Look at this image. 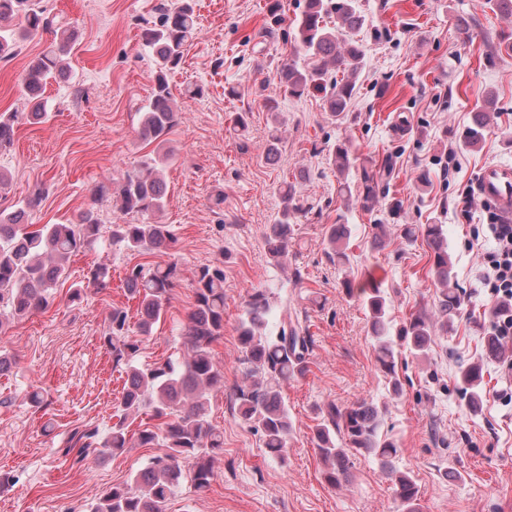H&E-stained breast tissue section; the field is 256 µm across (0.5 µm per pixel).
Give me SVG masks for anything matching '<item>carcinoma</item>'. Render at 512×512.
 I'll use <instances>...</instances> for the list:
<instances>
[{
  "label": "carcinoma",
  "mask_w": 512,
  "mask_h": 512,
  "mask_svg": "<svg viewBox=\"0 0 512 512\" xmlns=\"http://www.w3.org/2000/svg\"><path fill=\"white\" fill-rule=\"evenodd\" d=\"M366 23L359 0H303L296 19L295 46L291 55L277 68L276 78L284 94L300 98L311 92L323 94L331 116H346L355 94V81L363 51L354 35ZM39 33L53 36L50 45L27 68L23 86L35 100L32 114L46 119V104L39 101L49 81L67 69L75 31L64 17L40 7L39 0H0V59L14 54L19 43ZM198 35L191 0L167 7L159 23L143 32L144 45L155 61L154 86L144 106L138 128L139 139L155 145L137 168L126 173L117 187L97 186L92 202L74 224H45L28 230L27 216L44 196L36 185L27 199L11 210H0V333L10 323L46 309L54 300L58 286L68 277L71 257L90 251L103 238L98 205L111 199L113 207L135 222L115 223L108 228L109 245L132 255L165 253L175 255L179 239L169 224L151 221L165 205L167 186L163 165L173 156L168 135L180 123L181 113L172 99L168 77L182 63L184 52ZM342 73L338 79L333 73ZM497 96L486 92L484 107L474 113L464 143L478 146L483 131L493 121ZM18 113H0V150L9 148L16 133ZM281 137L269 132L265 161L279 158ZM349 142L337 144L330 163L343 175L353 164ZM390 162L377 169L362 167V191L354 195L343 183L340 194L348 207L357 204L365 210L379 202L380 183L391 177ZM283 209L276 223L265 234L266 251L271 264L279 266L293 247L291 224L295 215L307 211L296 196L295 187L286 182L281 188ZM349 225L332 224L328 229L330 263L350 264L345 241ZM402 238L409 244L422 239L434 253L433 274L441 287L437 306L443 331H448L460 313L461 299L448 257V246L440 224L417 227L405 224ZM111 262L101 257L89 265L84 287L69 288L71 301L81 299L83 288H105L111 280ZM181 268L173 259L164 265L149 267L134 263L126 267L124 287L127 298L137 305L139 335L150 336L164 321L173 288L180 280ZM346 294L358 297L368 311L369 333L374 342L376 361L381 372L395 376L399 351L396 346L416 356L426 354L432 342V324L425 315H415L397 333L391 335L387 319L388 299L373 283L357 286L343 281ZM195 303L184 325V353L152 365L137 362L141 340L130 336L129 308L114 306L106 319L102 344L112 357L113 366L125 374L117 403V421L102 434L96 428L75 430L72 439L86 451L116 455L128 448H164L166 452L151 457L131 481L105 490L91 512H166L170 499L186 482L201 491L210 486L214 464L224 449L223 432L213 424L209 412L211 392L224 387V367L215 358L213 343L224 335V268L205 265L192 281ZM274 307L272 291L256 288L244 301L238 325V337L245 378L234 389L233 410L241 422L261 430L266 452L281 461L288 455V435L292 422L283 395L288 381L305 375L313 339L302 322L282 321L276 331L269 329ZM468 404L481 400L482 367L470 363L460 367ZM164 419L159 427L136 426L146 412ZM382 412L372 402L360 401L340 408L330 404L322 411L314 430L316 447L325 465V480L333 487L348 479L349 455L353 450L378 460L390 479L396 498L405 512H417L414 502L418 488L410 476L393 465L396 445L381 433ZM342 437L345 447L336 444Z\"/></svg>",
  "instance_id": "1"
}]
</instances>
